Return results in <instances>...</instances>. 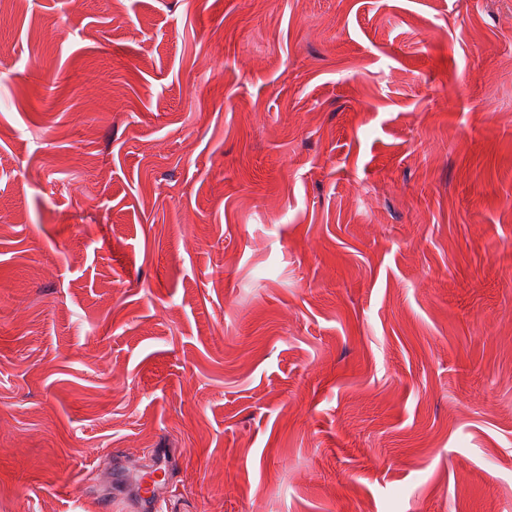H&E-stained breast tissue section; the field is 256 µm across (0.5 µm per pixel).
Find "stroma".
Listing matches in <instances>:
<instances>
[{"instance_id": "obj_1", "label": "stroma", "mask_w": 512, "mask_h": 512, "mask_svg": "<svg viewBox=\"0 0 512 512\" xmlns=\"http://www.w3.org/2000/svg\"><path fill=\"white\" fill-rule=\"evenodd\" d=\"M0 512H512V0L0 6ZM135 473L140 500L148 510L158 511V493L169 477L168 468L162 464V460L155 459Z\"/></svg>"}]
</instances>
